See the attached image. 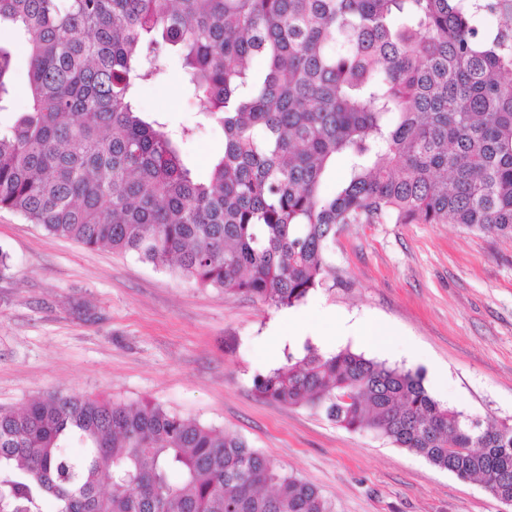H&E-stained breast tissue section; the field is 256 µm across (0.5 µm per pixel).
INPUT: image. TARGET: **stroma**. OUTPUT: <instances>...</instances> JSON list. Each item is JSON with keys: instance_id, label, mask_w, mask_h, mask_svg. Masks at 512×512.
Returning a JSON list of instances; mask_svg holds the SVG:
<instances>
[{"instance_id": "stroma-1", "label": "stroma", "mask_w": 512, "mask_h": 512, "mask_svg": "<svg viewBox=\"0 0 512 512\" xmlns=\"http://www.w3.org/2000/svg\"><path fill=\"white\" fill-rule=\"evenodd\" d=\"M140 86L137 106L169 128H194L186 165L206 179L224 133L203 122L181 53ZM0 406L48 392L150 401L242 436L313 482L336 512H512L477 481L459 479L368 432L258 398L253 377L281 364L272 327L282 311L200 288L131 254L87 248L0 210ZM333 278L291 307L297 331L333 317L387 325L385 351L340 346L425 373L444 405L512 423V239L456 224H349L327 249Z\"/></svg>"}]
</instances>
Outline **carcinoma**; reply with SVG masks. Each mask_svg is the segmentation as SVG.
<instances>
[{
  "mask_svg": "<svg viewBox=\"0 0 512 512\" xmlns=\"http://www.w3.org/2000/svg\"><path fill=\"white\" fill-rule=\"evenodd\" d=\"M2 21L17 41L0 46V110L13 50L29 67L27 108L0 131V209L51 234L277 308L323 285L345 224L512 238V0H0ZM175 46L198 114L224 132L205 182L182 158L194 129L134 102ZM339 158L348 178L328 192ZM253 387L512 498V425L444 406L419 369L307 339ZM49 500L335 512L234 432L79 394L0 409V512Z\"/></svg>",
  "mask_w": 512,
  "mask_h": 512,
  "instance_id": "obj_1",
  "label": "carcinoma"
}]
</instances>
